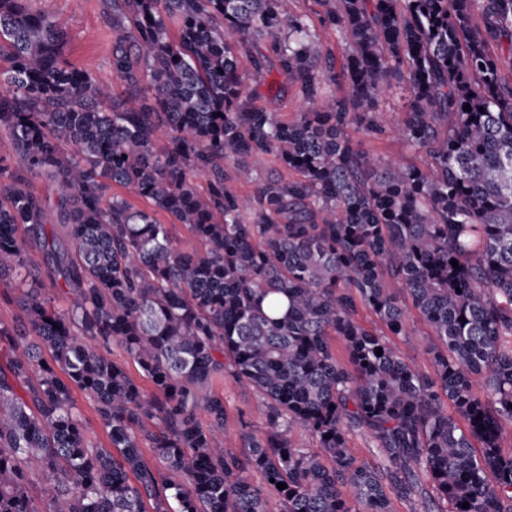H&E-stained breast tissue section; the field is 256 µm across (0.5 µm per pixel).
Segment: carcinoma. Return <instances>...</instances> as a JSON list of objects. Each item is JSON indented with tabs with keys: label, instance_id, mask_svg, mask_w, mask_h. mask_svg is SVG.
<instances>
[{
	"label": "carcinoma",
	"instance_id": "carcinoma-1",
	"mask_svg": "<svg viewBox=\"0 0 512 512\" xmlns=\"http://www.w3.org/2000/svg\"><path fill=\"white\" fill-rule=\"evenodd\" d=\"M29 2L0 0V131L19 161L0 158V282L37 251L78 301L19 285L20 315L0 324V512H270L274 497L281 512H394L395 498L512 512V0H316L342 38L339 72L282 0H107L121 94L63 58L65 29ZM242 54L255 78L284 74L305 109L255 105ZM338 76L344 95L325 97ZM396 84L395 133L421 166L349 135L387 133L378 99ZM257 155L296 177H254ZM113 185L150 209L106 197ZM160 212L201 249H179ZM392 281L435 338L432 377L388 340L409 335ZM359 304L381 330L355 319ZM113 344L152 393L108 358ZM226 374L264 403V431L239 448L224 447V396L208 391ZM76 389L111 448L88 441ZM356 429L377 466L357 463ZM33 470L54 481L45 507Z\"/></svg>",
	"mask_w": 512,
	"mask_h": 512
}]
</instances>
